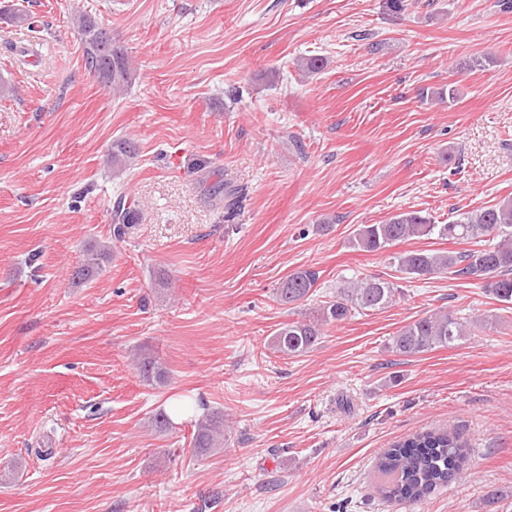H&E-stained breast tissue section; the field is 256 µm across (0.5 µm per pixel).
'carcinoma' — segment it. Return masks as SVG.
I'll use <instances>...</instances> for the list:
<instances>
[{"label":"carcinoma","instance_id":"cac0c4a2","mask_svg":"<svg viewBox=\"0 0 512 512\" xmlns=\"http://www.w3.org/2000/svg\"><path fill=\"white\" fill-rule=\"evenodd\" d=\"M76 25L82 34L85 66L117 91L132 83L134 68L127 51L112 41L110 33L88 15H79ZM138 156L134 141L121 139L112 143L108 155L112 174L119 175ZM243 189L216 184L215 204L224 207L226 221H234L241 211ZM142 220L136 208L116 205L113 222L118 224L117 237ZM437 237L454 244L490 243L464 251L434 252L416 250L392 256L398 271L409 279L427 280L446 271L472 282L491 293L498 301L512 304V198H504L480 210L458 214L446 224H436L420 211L401 212L381 224H363L353 235V247L367 251H384L408 239ZM106 245H91L83 262L73 272L79 281L90 280L108 257ZM319 272L298 270L280 284L274 293L282 306L308 299L317 287ZM401 294L398 285L382 278L349 282L339 288L336 297L322 306L316 316L300 318L281 326L272 337L274 353L283 358L300 356L312 349L322 336L323 326L346 320L355 312L380 311L388 308ZM485 323H465L450 311H439L401 328L392 337L391 349L400 355H416L436 347H446L465 333L480 332ZM137 368L149 383H163L166 368L160 358L150 353L137 357ZM196 454L212 455L224 447V414L211 411L198 419L192 436ZM468 460V443L457 434L421 430L394 443L375 465V481L388 500L404 508L410 507L452 480L461 477Z\"/></svg>","mask_w":512,"mask_h":512}]
</instances>
